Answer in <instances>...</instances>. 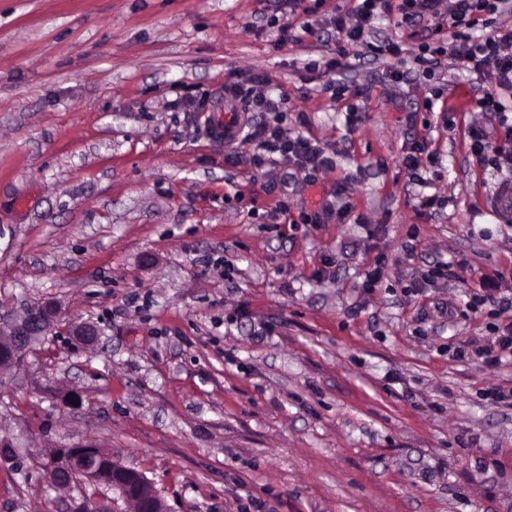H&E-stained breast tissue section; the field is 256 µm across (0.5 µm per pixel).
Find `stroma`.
Wrapping results in <instances>:
<instances>
[{"instance_id":"stroma-1","label":"stroma","mask_w":512,"mask_h":512,"mask_svg":"<svg viewBox=\"0 0 512 512\" xmlns=\"http://www.w3.org/2000/svg\"><path fill=\"white\" fill-rule=\"evenodd\" d=\"M390 3L345 44L310 0H0V315L60 311L0 372V441L21 448L0 512H69L78 489L32 451L87 443L166 512H512V364L473 356L512 322V223L469 132L512 134L453 58L390 79L421 42ZM274 17L298 40L276 46ZM390 40L401 57L375 53ZM335 56L342 73L307 68ZM252 74L328 146L315 185L228 165L173 106ZM325 196L351 216L299 223ZM85 321L87 349L65 332Z\"/></svg>"}]
</instances>
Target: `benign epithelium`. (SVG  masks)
<instances>
[{
	"instance_id": "obj_1",
	"label": "benign epithelium",
	"mask_w": 512,
	"mask_h": 512,
	"mask_svg": "<svg viewBox=\"0 0 512 512\" xmlns=\"http://www.w3.org/2000/svg\"><path fill=\"white\" fill-rule=\"evenodd\" d=\"M58 308L50 303L33 302L21 312L0 316V370L24 365L34 346L54 328ZM71 333L85 346L95 344L100 330L91 323L72 326ZM43 471L50 478L66 481L69 476L84 482H98L103 472H112V497L104 495L73 502L71 512H164L161 495L143 473L123 465L112 453L93 445L53 448L43 454Z\"/></svg>"
}]
</instances>
